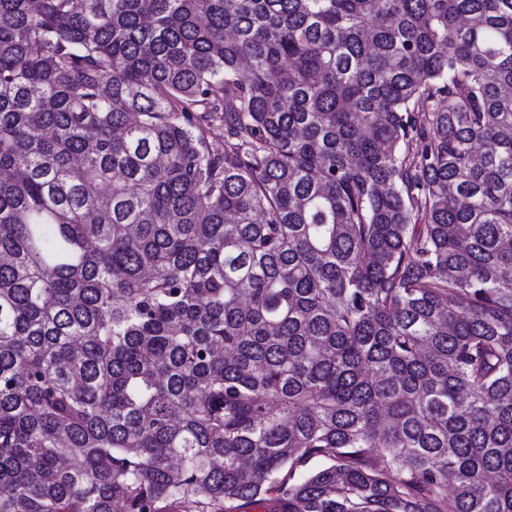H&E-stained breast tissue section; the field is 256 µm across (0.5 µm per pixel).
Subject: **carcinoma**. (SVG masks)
<instances>
[{
  "instance_id": "carcinoma-1",
  "label": "carcinoma",
  "mask_w": 512,
  "mask_h": 512,
  "mask_svg": "<svg viewBox=\"0 0 512 512\" xmlns=\"http://www.w3.org/2000/svg\"><path fill=\"white\" fill-rule=\"evenodd\" d=\"M270 493L512 512V0H0V512Z\"/></svg>"
}]
</instances>
